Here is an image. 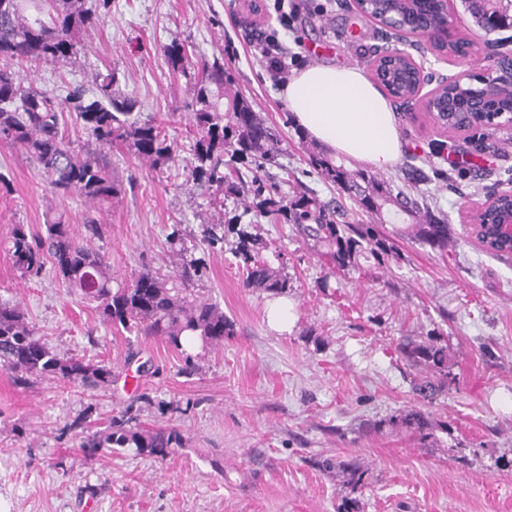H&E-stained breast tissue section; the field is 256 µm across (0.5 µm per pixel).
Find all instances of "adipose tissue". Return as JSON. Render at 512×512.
Instances as JSON below:
<instances>
[{"label": "adipose tissue", "instance_id": "1", "mask_svg": "<svg viewBox=\"0 0 512 512\" xmlns=\"http://www.w3.org/2000/svg\"><path fill=\"white\" fill-rule=\"evenodd\" d=\"M281 95L295 124L330 153L380 172L397 164L401 142L392 107L360 69L309 66Z\"/></svg>", "mask_w": 512, "mask_h": 512}]
</instances>
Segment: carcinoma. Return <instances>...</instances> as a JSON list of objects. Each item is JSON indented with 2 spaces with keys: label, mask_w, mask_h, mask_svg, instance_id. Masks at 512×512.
I'll list each match as a JSON object with an SVG mask.
<instances>
[{
  "label": "carcinoma",
  "mask_w": 512,
  "mask_h": 512,
  "mask_svg": "<svg viewBox=\"0 0 512 512\" xmlns=\"http://www.w3.org/2000/svg\"><path fill=\"white\" fill-rule=\"evenodd\" d=\"M487 0H466L473 24L485 26ZM112 9V0H0V60L27 63L75 62L84 53L82 36ZM164 56L172 75L183 77L193 92V127L196 129L192 181L213 188L215 200L240 195L244 183L237 163L255 162L251 171V191L262 205L263 215H274L295 226L297 233L315 247L337 271L348 274L359 269L360 259L379 263L398 258L391 239L381 235L374 224L342 219L343 213L314 197L302 194L293 200L279 192L280 185L267 183L260 172L265 164L276 162V134L254 112L251 104L233 91L234 75L224 62H193L180 44L164 47ZM454 112L447 124L471 128L477 119L466 107L464 94L453 95ZM137 100L120 89L118 72L107 69L91 74L87 86H66L57 93L38 87L35 81L12 66L0 65V142L20 150L37 167L51 193L66 196L76 193L85 200L110 201L119 192L112 180L106 151L115 142L125 144L137 159L161 169L174 160L175 146L150 119L133 116ZM79 123L98 151L80 154L65 137L64 117ZM311 164L324 180L359 199L363 210L372 214L388 211L395 219L406 215L411 223L397 225L398 231L423 246L442 251L448 246L450 227L437 216L427 197L401 191L366 170L349 171L319 153L310 155ZM103 224L89 216L82 230L74 232L62 218L46 225L45 233L34 236L21 224L14 226L5 240V249L13 265L24 276H38L51 262L56 277L72 293L95 304L104 322L119 325L137 336H165L175 348L183 338L194 336L202 347L224 344L234 328L215 302L192 294L191 284L201 277L198 260L180 253L175 280L168 282L149 267L120 281L112 274L110 258L94 241L102 239ZM236 239L234 255L242 264L243 287L253 292H281L288 279L265 256L267 243L232 216L224 225V234L208 232L210 245ZM395 351L399 360L421 373L413 381V392L430 405L448 386L452 362L448 340L443 336H403ZM0 369L11 373L15 383L24 385L32 378L60 376L89 389L112 383V369L86 363L78 358L58 357L39 336L18 306L0 304ZM112 418L109 431L93 434L81 443L84 454L93 459L104 448L134 446L140 452L167 457L182 446L184 437L174 426L160 427L142 434ZM399 427L424 440L432 423L420 408L393 414L372 425ZM325 469L336 467L345 475L353 491L367 485L368 471L355 463L321 462Z\"/></svg>",
  "instance_id": "cac0c4a2"
}]
</instances>
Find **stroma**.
I'll use <instances>...</instances> for the list:
<instances>
[{"instance_id": "stroma-1", "label": "stroma", "mask_w": 512, "mask_h": 512, "mask_svg": "<svg viewBox=\"0 0 512 512\" xmlns=\"http://www.w3.org/2000/svg\"><path fill=\"white\" fill-rule=\"evenodd\" d=\"M351 2L301 0L284 30L275 16L253 15L250 0H112L85 38L84 58L32 68L47 90L81 82L89 67L116 69L122 92L175 143L176 159L159 172L113 145L122 191L91 207L75 194L53 198L34 165L0 144V241L16 224L37 234L60 215L77 229L91 213L105 224L98 245L116 278L130 280L148 265L168 279V235L180 226L189 255L206 263L195 293L219 304L234 333L198 352L194 372L184 373L183 354L163 337L106 324L52 267L23 276L0 244V303L20 306L58 357L106 365L115 375L87 390L58 377L23 387L0 370V512H336L350 492L341 474L319 467L323 458L367 469L369 481L355 494L361 512H512V258L486 253L467 224L488 189L512 191L511 125L494 134L474 167L461 161L465 133L443 132L421 112L396 118L402 153L381 178L406 190L409 166L423 169L431 208L452 229L445 252L386 224L400 261H369L345 276L332 273L293 225L256 219L253 233L280 253L277 266L288 278L283 297L294 322L287 332L269 328V296L243 288L231 251L205 241L236 202L212 205L211 189L188 179L192 94L170 74L164 46L223 59L237 90L279 135L283 194L308 191L368 224L371 216L311 165L321 147L295 125L249 37L278 30L293 73L317 62L369 72L381 35ZM454 13L457 35L474 47L445 62L428 57L426 70L490 71L484 32L462 0ZM430 332L447 336L455 378L427 407L435 427L422 444L405 429L373 424L416 405L414 372L394 348L400 337ZM125 411L143 432L177 427L182 447L163 459L132 448L86 459L83 437L107 431ZM458 443L470 450L468 463L455 460Z\"/></svg>"}]
</instances>
